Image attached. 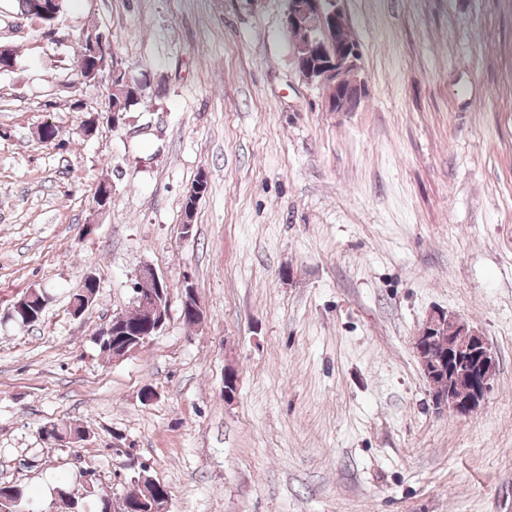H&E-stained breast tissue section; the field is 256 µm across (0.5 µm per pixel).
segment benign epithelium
Masks as SVG:
<instances>
[{
    "mask_svg": "<svg viewBox=\"0 0 512 512\" xmlns=\"http://www.w3.org/2000/svg\"><path fill=\"white\" fill-rule=\"evenodd\" d=\"M346 24L342 0H288L285 25L297 28L305 39L294 45V57L301 77L320 89L329 112H356L366 97L365 82L359 78L361 53L355 41L344 42L334 35V28ZM88 54L93 67L85 79L108 70L118 79L124 69L108 42L92 41ZM97 279L88 275L74 289L70 313L78 317L96 295ZM133 300L141 314L139 334L117 339L112 357L120 359L140 349L160 333L169 317L166 281L150 265L135 276ZM202 305L195 290L182 293V315H196ZM448 337V349L435 354L427 337ZM413 350L423 374L433 389L435 404L457 415L473 414L485 401L497 376V362L483 334L461 316L435 310L423 330L414 338Z\"/></svg>",
    "mask_w": 512,
    "mask_h": 512,
    "instance_id": "benign-epithelium-1",
    "label": "benign epithelium"
}]
</instances>
